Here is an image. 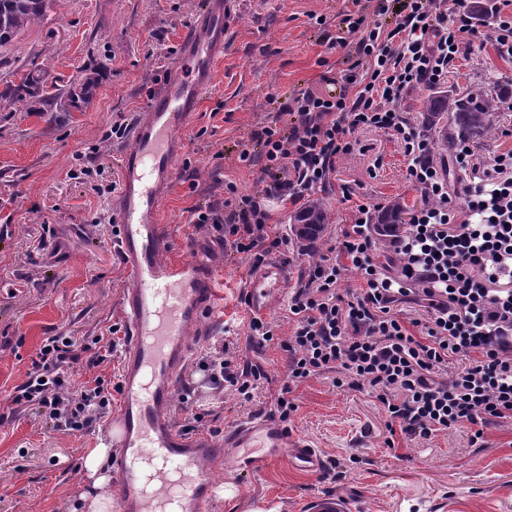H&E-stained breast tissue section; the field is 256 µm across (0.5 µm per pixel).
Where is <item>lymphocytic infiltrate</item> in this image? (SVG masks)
Wrapping results in <instances>:
<instances>
[{"label": "lymphocytic infiltrate", "mask_w": 512, "mask_h": 512, "mask_svg": "<svg viewBox=\"0 0 512 512\" xmlns=\"http://www.w3.org/2000/svg\"><path fill=\"white\" fill-rule=\"evenodd\" d=\"M375 13L394 14V26L350 14L341 20L339 45L353 34L358 40L340 90L302 92L282 109L288 127L270 123L253 135L257 151L242 150V161L261 168V192L228 185L223 205L194 209L191 222L261 266L283 243L264 199L295 203L326 186L358 130L396 140L422 203L394 235L395 267L375 260L370 208L358 205L339 244L309 263L290 297L291 335L276 336L257 317L250 331L288 355V383L276 399L281 422L298 409L294 387L331 371L337 386L374 398L403 438L463 430L474 444L486 426L512 420V149L486 161L460 145L455 161L466 183L462 200L453 199L445 170L427 161L429 143L400 102L416 87L446 84L456 61L471 53L469 0H378ZM350 270L360 285L341 290ZM119 344L115 335L95 346L60 333L44 337L14 403L43 409L61 430H91L112 404L109 382L99 375L74 392L69 371L109 363ZM197 366L213 389L245 402L267 378L261 366L237 362L226 344Z\"/></svg>", "instance_id": "f902f5d3"}]
</instances>
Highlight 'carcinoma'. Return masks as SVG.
<instances>
[{
	"mask_svg": "<svg viewBox=\"0 0 512 512\" xmlns=\"http://www.w3.org/2000/svg\"><path fill=\"white\" fill-rule=\"evenodd\" d=\"M46 0H0V46H4L23 29L41 17ZM38 89V81L28 75L15 87H7L0 99L13 98L23 92ZM507 97H512V85L497 86L490 91L482 85H472L463 93L454 89L437 88L424 100L420 113L422 129L436 138L437 143L453 151L462 142L481 143L493 130V115ZM89 100L71 88L51 97V105L61 109L81 108ZM404 202L396 196L372 218L377 239L388 241L393 227L404 223ZM291 233L306 252L312 251L329 224V214L323 198L307 195L298 211L290 217Z\"/></svg>",
	"mask_w": 512,
	"mask_h": 512,
	"instance_id": "cac0c4a2",
	"label": "carcinoma"
}]
</instances>
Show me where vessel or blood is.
<instances>
[{"label":"vessel or blood","mask_w":512,"mask_h":512,"mask_svg":"<svg viewBox=\"0 0 512 512\" xmlns=\"http://www.w3.org/2000/svg\"><path fill=\"white\" fill-rule=\"evenodd\" d=\"M234 18V0H202L181 40L176 75L134 124L133 146L111 203L115 245L132 281L122 299L127 339L120 410L106 437L115 450L113 512H209L215 468L255 477L279 453H289L309 470L322 466L314 448L270 417L250 419L219 440L206 432L184 433L170 417L181 371L200 332H217L224 319L216 306L211 250L171 261V234L159 224L158 212L174 182L177 135L212 81ZM287 284L286 267L266 264L251 280L244 303L252 314L267 316L283 300Z\"/></svg>","instance_id":"b4317fda"}]
</instances>
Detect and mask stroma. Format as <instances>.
Instances as JSON below:
<instances>
[{
    "mask_svg": "<svg viewBox=\"0 0 512 512\" xmlns=\"http://www.w3.org/2000/svg\"><path fill=\"white\" fill-rule=\"evenodd\" d=\"M200 0H50L42 19L0 48V90L38 77L41 91L0 103V512H74L84 489L83 458L99 446L106 421L92 431L55 428L34 407L13 402L14 388L32 367L44 337L83 341L123 324L121 299L131 280L117 256L109 223L110 188L120 181L133 126L151 96L176 73L179 40L195 20ZM372 0H239L238 21L224 40L211 85L184 134L173 187L159 220L174 240L171 255L191 257L209 239L189 222L192 208L223 202L227 183L239 193L260 184L257 166L242 162L252 135L321 75L342 78L352 47L336 45L344 14L372 16ZM91 76L83 111H49L45 93L66 90ZM512 82V61L491 45L457 61L449 84ZM355 149L336 160L321 195L330 224L319 252L337 243L354 221V204L404 197L420 203L406 178L400 147L370 129L356 132ZM354 190L342 199L341 185ZM280 236L275 261L288 266L296 287L309 261L291 237L293 205L266 203ZM218 306L231 330L238 361L263 367L268 379L251 402L205 383L188 365L181 386L194 391L202 430L224 433L273 415L287 381L286 354L259 346L250 334L243 292L252 261L218 252ZM298 410L287 427L322 460L318 471L287 455L268 460L259 477L243 481L238 496L213 498L210 512H306L308 502L333 493L353 512H512V421L488 426L482 443L465 433L428 441L391 437L388 419L367 394L339 388L332 374L295 389Z\"/></svg>",
    "mask_w": 512,
    "mask_h": 512,
    "instance_id": "obj_1",
    "label": "stroma"
}]
</instances>
